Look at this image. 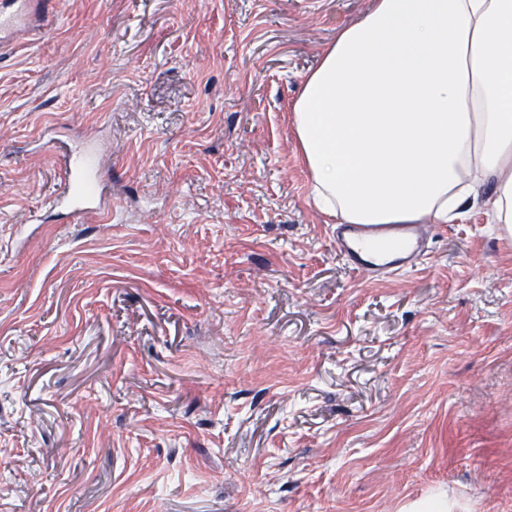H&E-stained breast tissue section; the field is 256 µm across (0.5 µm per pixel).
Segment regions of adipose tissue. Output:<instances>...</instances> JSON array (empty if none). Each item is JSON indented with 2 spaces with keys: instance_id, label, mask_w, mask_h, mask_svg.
Listing matches in <instances>:
<instances>
[{
  "instance_id": "adipose-tissue-1",
  "label": "adipose tissue",
  "mask_w": 512,
  "mask_h": 512,
  "mask_svg": "<svg viewBox=\"0 0 512 512\" xmlns=\"http://www.w3.org/2000/svg\"><path fill=\"white\" fill-rule=\"evenodd\" d=\"M315 205L341 224H444L492 183L512 236V0H373L292 103Z\"/></svg>"
}]
</instances>
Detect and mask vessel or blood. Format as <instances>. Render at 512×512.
<instances>
[{"label":"vessel or blood","mask_w":512,"mask_h":512,"mask_svg":"<svg viewBox=\"0 0 512 512\" xmlns=\"http://www.w3.org/2000/svg\"><path fill=\"white\" fill-rule=\"evenodd\" d=\"M50 0H0V47L30 29L42 27ZM63 190L52 207L77 223L89 212L112 216V198L101 185L98 156L74 150L55 155ZM428 231L422 224H340L336 227V253L356 274L379 279L417 269L429 258Z\"/></svg>","instance_id":"vessel-or-blood-1"}]
</instances>
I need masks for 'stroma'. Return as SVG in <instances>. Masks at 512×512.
Returning <instances> with one entry per match:
<instances>
[{
	"mask_svg": "<svg viewBox=\"0 0 512 512\" xmlns=\"http://www.w3.org/2000/svg\"><path fill=\"white\" fill-rule=\"evenodd\" d=\"M372 0H56L0 50V512H512V244L370 281L290 107ZM100 130L112 220L59 225Z\"/></svg>",
	"mask_w": 512,
	"mask_h": 512,
	"instance_id": "35a3bbf8",
	"label": "stroma"
}]
</instances>
